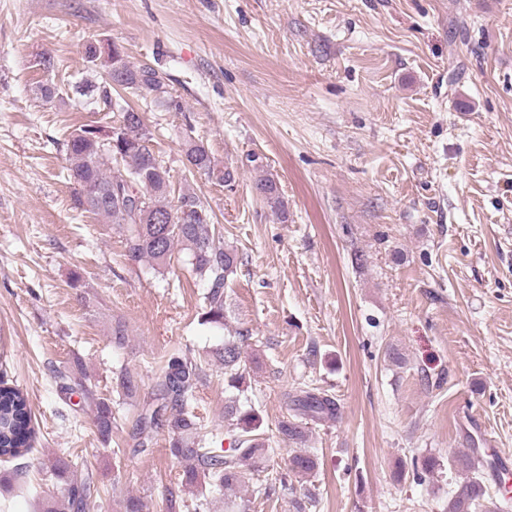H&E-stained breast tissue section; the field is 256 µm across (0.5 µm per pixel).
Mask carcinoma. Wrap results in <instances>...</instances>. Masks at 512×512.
<instances>
[{"mask_svg":"<svg viewBox=\"0 0 512 512\" xmlns=\"http://www.w3.org/2000/svg\"><path fill=\"white\" fill-rule=\"evenodd\" d=\"M83 54L92 66L103 67L105 76L99 83L83 82L81 91L106 105H118L121 112L119 123L109 130L85 124L62 143L67 176L77 186L76 204L124 231L126 256L134 263L145 261L164 269L174 254H180L183 264L207 285L203 323L224 326V288L237 270L238 255L224 247L212 216L196 192L186 188L176 204H170L169 169L152 148L153 133L143 113L134 109L122 93L135 96L147 92L178 112L179 100L156 69L130 63L123 47L109 39L87 42ZM183 152L190 174L231 185V172L215 160L203 142L190 137ZM254 188L276 214L287 218L286 204L273 177L260 171ZM241 340L240 335L229 338L213 351L215 360L224 367L225 388L232 392L224 403V422L235 433L230 448L206 447L202 424L190 411L197 401L201 371L192 360L170 355L155 390L141 401L140 380L135 374L123 369L116 377L123 396L138 401L135 451L151 452V431L155 428L165 427L172 433L169 455L184 463L179 491L191 494L193 512H212L210 494L222 495L245 487L255 475L268 469L272 449L261 437L260 410L248 395L249 371L242 359ZM84 394L93 426L106 441L112 434V403L87 387ZM289 402L291 414L279 423L278 430L295 448L291 449L286 467L274 477L282 486L311 477L318 469L316 455L301 447L308 436V422L331 421L339 415L335 398L316 388L297 390L289 395ZM33 434L27 393L17 385L0 381V460L9 462L25 456L32 449ZM475 455L477 449L471 448L448 458V465L464 479L448 497L446 512H502L497 498L488 493ZM439 466L433 455L415 458L411 473L424 482ZM50 472L59 485L60 496L46 512H78L89 495L91 476L77 478L76 466L63 457L52 462Z\"/></svg>","mask_w":512,"mask_h":512,"instance_id":"1","label":"carcinoma"}]
</instances>
